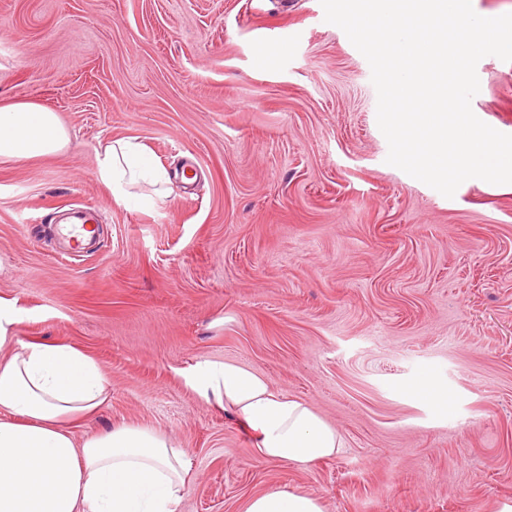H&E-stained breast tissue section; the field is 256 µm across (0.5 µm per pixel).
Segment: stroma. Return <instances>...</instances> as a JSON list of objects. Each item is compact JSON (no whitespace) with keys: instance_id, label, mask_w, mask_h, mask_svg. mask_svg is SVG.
<instances>
[{"instance_id":"35a3bbf8","label":"stroma","mask_w":512,"mask_h":512,"mask_svg":"<svg viewBox=\"0 0 512 512\" xmlns=\"http://www.w3.org/2000/svg\"><path fill=\"white\" fill-rule=\"evenodd\" d=\"M476 72L473 112L512 134V62ZM18 102L56 112L70 142L0 159V300L24 309L20 339L100 365L111 397L76 441L176 438L182 512H244L274 487L324 512L512 501V184L472 178L449 199L387 164L370 65L320 0H0V106ZM122 138L171 175L169 195L138 186L153 206L114 204L97 177ZM71 209L102 234L67 258ZM202 360L308 402L340 452L255 458L186 386Z\"/></svg>"}]
</instances>
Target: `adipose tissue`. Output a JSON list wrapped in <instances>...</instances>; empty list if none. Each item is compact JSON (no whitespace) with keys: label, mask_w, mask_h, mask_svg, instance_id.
Returning a JSON list of instances; mask_svg holds the SVG:
<instances>
[{"label":"adipose tissue","mask_w":512,"mask_h":512,"mask_svg":"<svg viewBox=\"0 0 512 512\" xmlns=\"http://www.w3.org/2000/svg\"><path fill=\"white\" fill-rule=\"evenodd\" d=\"M69 136L56 112L34 103L0 106V157L33 159L61 152ZM97 175L118 205L142 181L166 172L138 142L107 143ZM20 310L0 303V512H180L190 468L180 443L119 426L75 442L70 426L98 412L110 394L100 366L67 343L15 334ZM206 403L232 414L252 434V453L308 466L336 456L342 440L305 401L275 390L232 362L202 361L184 372ZM245 512H323L312 495L272 488Z\"/></svg>","instance_id":"adipose-tissue-1"}]
</instances>
